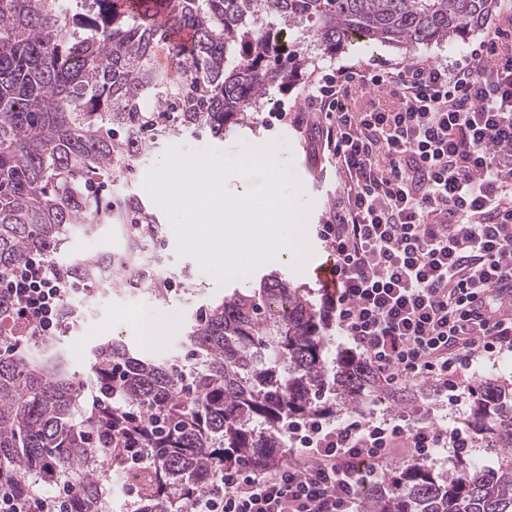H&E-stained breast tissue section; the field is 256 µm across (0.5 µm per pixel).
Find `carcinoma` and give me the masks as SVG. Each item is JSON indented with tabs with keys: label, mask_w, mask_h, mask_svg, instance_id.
Here are the masks:
<instances>
[{
	"label": "carcinoma",
	"mask_w": 512,
	"mask_h": 512,
	"mask_svg": "<svg viewBox=\"0 0 512 512\" xmlns=\"http://www.w3.org/2000/svg\"><path fill=\"white\" fill-rule=\"evenodd\" d=\"M498 0H0V279L30 252L55 258L67 281L110 288L104 257L61 258L72 229L130 224L131 239L159 225L141 199L98 195L132 170L149 133L207 132L244 123L268 87L303 63L284 29L311 34L325 53L347 44L385 43L408 53L461 38ZM182 74L171 80L154 62L161 37ZM325 309L278 274L205 307L185 348L194 361L160 362L119 341L94 351V380L110 370L112 414L91 413L85 383L65 370L50 338L33 336L0 296V481L29 495L45 479L80 483L74 512H113L105 467L139 453L143 493L123 512H189L193 494L250 462L281 461L288 417L323 409L325 385L354 405L374 374L346 352L326 358ZM41 345L33 357L24 344ZM478 430L501 451L489 474L473 462L450 478L409 464L385 474L386 492L364 512H512V387L491 380L472 400ZM146 433L140 448H96L91 431Z\"/></svg>",
	"instance_id": "1"
}]
</instances>
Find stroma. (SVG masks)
Returning a JSON list of instances; mask_svg holds the SVG:
<instances>
[{"instance_id": "stroma-1", "label": "stroma", "mask_w": 512, "mask_h": 512, "mask_svg": "<svg viewBox=\"0 0 512 512\" xmlns=\"http://www.w3.org/2000/svg\"><path fill=\"white\" fill-rule=\"evenodd\" d=\"M497 19L496 13H489L484 21L473 28L465 38L451 39L434 43L417 49L414 55H404L401 50L386 44L371 47L354 42L349 44L333 58L321 57L312 42H304L300 49L311 63L305 66L298 80L286 88H271L272 100L253 109L252 118L246 125L236 126L225 132L223 138L215 139L208 135H189L159 137L149 152L143 155L134 171L124 173L117 178L119 189L127 193L139 194L143 191L142 177L160 158L164 150L171 145L185 149H202L215 147L230 153H238L241 145L262 146L275 140L285 141L287 154L303 188V200L312 204L307 221V238L313 252L323 251L324 245L316 235L318 224L324 223L330 208L336 199L337 183L334 163L329 155L323 154L317 134L311 130H302L295 126L291 114L302 103L311 90L310 76L314 66H323L332 62L335 65L361 64L371 68L384 69L397 63L407 62L408 58L434 60L441 58L456 59L463 51L477 48L484 40L488 30ZM282 113V120H272V112ZM148 210L154 211L161 226L157 241L143 245L139 260L141 263H153L155 258H162L163 273L169 278L164 294H157L148 288H130L124 283L122 273H114L110 290H94L88 295L83 317L77 325L61 336L56 346L63 352L71 375L91 381L94 349L107 341L119 340L130 348L140 346L135 334L133 315L146 305L156 310L174 311L180 320L179 327L165 336L157 337L151 350L155 359L164 361L171 356L182 353V341L193 320L207 303L222 300L224 289L215 287L213 279L203 273L196 261L179 256L176 241L164 212L158 211L154 202H147ZM128 233L123 225L116 224L103 228L99 232L87 234L74 230L69 248L72 254L83 255L90 248L98 252L120 257ZM360 409L386 414L398 410L425 408L430 410L433 419H448L452 424L468 428L471 422L470 404H462L452 411L436 407L433 392L429 385L395 387L384 386L375 396L365 398L359 404ZM475 446L464 455L457 456L449 451H441L432 466L436 471L456 474L471 462L479 464L488 471L497 470L500 455L493 443L495 437L485 433L475 436Z\"/></svg>"}]
</instances>
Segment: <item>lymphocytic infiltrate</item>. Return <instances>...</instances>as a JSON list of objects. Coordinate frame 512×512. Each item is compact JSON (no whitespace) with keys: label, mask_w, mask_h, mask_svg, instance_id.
I'll return each instance as SVG.
<instances>
[{"label":"lymphocytic infiltrate","mask_w":512,"mask_h":512,"mask_svg":"<svg viewBox=\"0 0 512 512\" xmlns=\"http://www.w3.org/2000/svg\"><path fill=\"white\" fill-rule=\"evenodd\" d=\"M311 87V127L339 179L317 228L336 257L328 317L388 384H429L443 406H457L475 389L479 360L512 352V0L466 59L318 67ZM356 87L389 105L353 107ZM67 289L41 252L0 280L15 321L39 336L59 329ZM419 414L289 420L287 465L225 466L192 512H363L397 452L421 464L471 446L467 432ZM76 495L71 483L36 497L1 484L0 512H72Z\"/></svg>","instance_id":"1"}]
</instances>
